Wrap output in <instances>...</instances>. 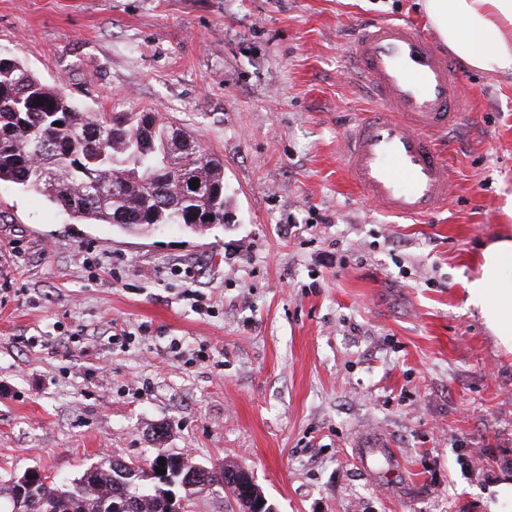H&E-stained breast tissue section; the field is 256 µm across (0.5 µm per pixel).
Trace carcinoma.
Returning <instances> with one entry per match:
<instances>
[{
    "label": "carcinoma",
    "mask_w": 512,
    "mask_h": 512,
    "mask_svg": "<svg viewBox=\"0 0 512 512\" xmlns=\"http://www.w3.org/2000/svg\"><path fill=\"white\" fill-rule=\"evenodd\" d=\"M41 103H36L37 99ZM143 136L141 116L124 120L76 108L58 85L20 61L0 57V183L37 193L74 218L144 233L179 224L201 233L225 223L224 158L185 126L151 112ZM61 126H55V123ZM196 179L199 188L188 182ZM164 459L183 495L231 485L240 468L197 465L188 455L159 449L146 465L123 467L104 455L73 480L50 481L26 470L0 486L6 512H169L158 493L154 465Z\"/></svg>",
    "instance_id": "obj_1"
}]
</instances>
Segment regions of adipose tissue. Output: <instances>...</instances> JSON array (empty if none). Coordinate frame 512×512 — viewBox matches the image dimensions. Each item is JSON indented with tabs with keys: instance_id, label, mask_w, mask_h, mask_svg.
I'll return each mask as SVG.
<instances>
[{
	"instance_id": "ef3b65f1",
	"label": "adipose tissue",
	"mask_w": 512,
	"mask_h": 512,
	"mask_svg": "<svg viewBox=\"0 0 512 512\" xmlns=\"http://www.w3.org/2000/svg\"><path fill=\"white\" fill-rule=\"evenodd\" d=\"M439 41L473 69L512 72V0H422ZM498 343L512 352V239L482 253L480 273L466 285Z\"/></svg>"
}]
</instances>
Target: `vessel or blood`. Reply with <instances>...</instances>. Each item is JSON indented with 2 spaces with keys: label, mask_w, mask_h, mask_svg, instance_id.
Listing matches in <instances>:
<instances>
[{
  "label": "vessel or blood",
  "mask_w": 512,
  "mask_h": 512,
  "mask_svg": "<svg viewBox=\"0 0 512 512\" xmlns=\"http://www.w3.org/2000/svg\"><path fill=\"white\" fill-rule=\"evenodd\" d=\"M347 64L373 100L343 133L340 164L350 182L391 215L419 218L446 207L456 184L437 137L472 107L460 93V71L408 21L363 24ZM356 456L372 483L383 486L402 473L396 449L360 448Z\"/></svg>",
  "instance_id": "vessel-or-blood-1"
}]
</instances>
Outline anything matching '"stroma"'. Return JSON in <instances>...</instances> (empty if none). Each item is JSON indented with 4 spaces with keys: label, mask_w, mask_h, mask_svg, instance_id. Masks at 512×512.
Instances as JSON below:
<instances>
[{
    "label": "stroma",
    "mask_w": 512,
    "mask_h": 512,
    "mask_svg": "<svg viewBox=\"0 0 512 512\" xmlns=\"http://www.w3.org/2000/svg\"><path fill=\"white\" fill-rule=\"evenodd\" d=\"M374 19L425 24L419 0H0L1 54L84 111L188 127L230 198L203 234L131 235L0 183V483L168 448L246 469L277 512H486L512 478V353L465 284L512 234V74L459 67L448 207L381 212L339 164ZM380 445L404 462L388 490L355 456Z\"/></svg>",
    "instance_id": "1"
}]
</instances>
